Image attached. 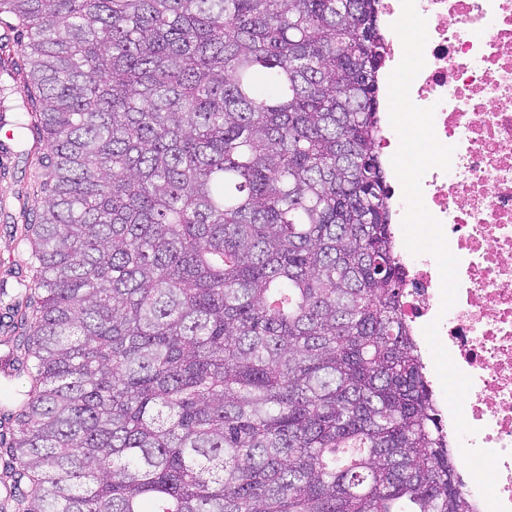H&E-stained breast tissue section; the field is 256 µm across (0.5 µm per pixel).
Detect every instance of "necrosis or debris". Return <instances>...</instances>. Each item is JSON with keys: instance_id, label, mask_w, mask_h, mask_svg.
Returning a JSON list of instances; mask_svg holds the SVG:
<instances>
[{"instance_id": "1", "label": "necrosis or debris", "mask_w": 512, "mask_h": 512, "mask_svg": "<svg viewBox=\"0 0 512 512\" xmlns=\"http://www.w3.org/2000/svg\"><path fill=\"white\" fill-rule=\"evenodd\" d=\"M416 8L429 40L410 97L435 106V133L455 148L449 171L424 175V202L459 260V290L441 312L435 260L401 252L402 314L417 332L438 322L472 378L465 419L478 432L465 443L501 452L496 492L512 508V0H416Z\"/></svg>"}]
</instances>
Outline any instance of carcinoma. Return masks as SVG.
Instances as JSON below:
<instances>
[{
  "label": "carcinoma",
  "mask_w": 512,
  "mask_h": 512,
  "mask_svg": "<svg viewBox=\"0 0 512 512\" xmlns=\"http://www.w3.org/2000/svg\"><path fill=\"white\" fill-rule=\"evenodd\" d=\"M380 0H0L42 132L18 512H473L402 316Z\"/></svg>",
  "instance_id": "1"
}]
</instances>
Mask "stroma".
<instances>
[{"mask_svg": "<svg viewBox=\"0 0 512 512\" xmlns=\"http://www.w3.org/2000/svg\"><path fill=\"white\" fill-rule=\"evenodd\" d=\"M36 134L7 111L0 125V415L12 410L27 388L26 355L14 308L28 282L29 245L20 228L39 210L33 189L45 174Z\"/></svg>", "mask_w": 512, "mask_h": 512, "instance_id": "1", "label": "stroma"}]
</instances>
